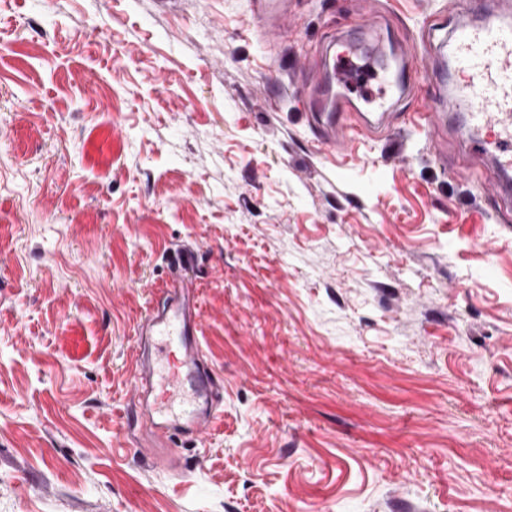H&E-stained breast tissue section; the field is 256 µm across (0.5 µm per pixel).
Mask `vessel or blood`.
<instances>
[{
    "label": "vessel or blood",
    "instance_id": "b4317fda",
    "mask_svg": "<svg viewBox=\"0 0 512 512\" xmlns=\"http://www.w3.org/2000/svg\"><path fill=\"white\" fill-rule=\"evenodd\" d=\"M481 0H463L452 21L448 58L432 60V67H447L448 83L440 85L423 111L394 115L381 107L375 118L354 113L351 105L335 112L314 113L318 140L336 152L347 150L355 137L401 120L422 126L431 134L436 159L453 173H468V166L448 159L447 120L460 116L457 137L474 155L490 156L491 182L501 206L512 205V15L497 10L476 17ZM423 63L404 52L397 69L399 93L413 90V74ZM194 261L185 253L178 269L165 281L162 306L149 311L138 327L143 341L134 374L146 424L161 434H203L216 417L212 393L217 382L202 365L200 313L194 301V281L187 270Z\"/></svg>",
    "mask_w": 512,
    "mask_h": 512
}]
</instances>
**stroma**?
<instances>
[{"label": "stroma", "mask_w": 512, "mask_h": 512, "mask_svg": "<svg viewBox=\"0 0 512 512\" xmlns=\"http://www.w3.org/2000/svg\"><path fill=\"white\" fill-rule=\"evenodd\" d=\"M459 0H0V512H512V212L403 127L322 149L300 73ZM221 384L150 441L179 250Z\"/></svg>", "instance_id": "obj_1"}]
</instances>
